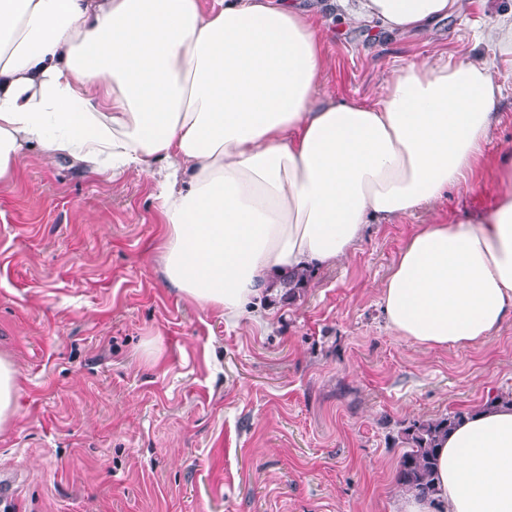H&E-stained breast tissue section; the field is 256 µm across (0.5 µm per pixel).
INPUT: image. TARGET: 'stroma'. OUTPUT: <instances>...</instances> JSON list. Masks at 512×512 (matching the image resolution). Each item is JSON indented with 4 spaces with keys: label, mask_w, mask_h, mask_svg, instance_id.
I'll list each match as a JSON object with an SVG mask.
<instances>
[{
    "label": "stroma",
    "mask_w": 512,
    "mask_h": 512,
    "mask_svg": "<svg viewBox=\"0 0 512 512\" xmlns=\"http://www.w3.org/2000/svg\"><path fill=\"white\" fill-rule=\"evenodd\" d=\"M321 24L328 94L370 102L401 68L482 59L505 88L477 187L390 224L318 270L270 323L228 326L169 285L147 177L93 174L29 151L0 184V358L19 372L0 432V512H393L402 431L512 391V319L485 344L425 347L380 300L420 225L480 214L512 143V54L476 43L512 0H465L434 33Z\"/></svg>",
    "instance_id": "stroma-1"
}]
</instances>
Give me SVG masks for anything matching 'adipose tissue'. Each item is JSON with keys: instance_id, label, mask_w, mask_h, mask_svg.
Masks as SVG:
<instances>
[{"instance_id": "1", "label": "adipose tissue", "mask_w": 512, "mask_h": 512, "mask_svg": "<svg viewBox=\"0 0 512 512\" xmlns=\"http://www.w3.org/2000/svg\"><path fill=\"white\" fill-rule=\"evenodd\" d=\"M462 0H357L354 22L432 32ZM328 66L295 0H0V183L28 150L156 181L168 283L230 325L264 323L288 275L345 259L467 184L504 89L482 61H424L370 103L320 98ZM479 216L421 225L381 292L388 326L471 347L512 318V150ZM443 512H512V404L438 452Z\"/></svg>"}]
</instances>
